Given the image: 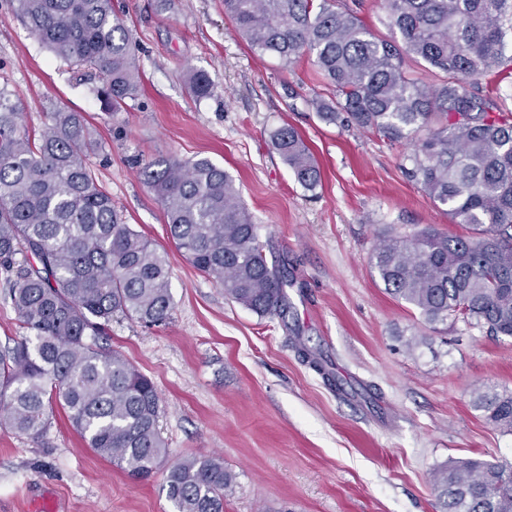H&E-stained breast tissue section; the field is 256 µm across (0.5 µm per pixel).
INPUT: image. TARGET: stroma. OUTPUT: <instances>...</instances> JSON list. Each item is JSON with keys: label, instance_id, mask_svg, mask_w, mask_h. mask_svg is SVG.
Listing matches in <instances>:
<instances>
[{"label": "stroma", "instance_id": "stroma-1", "mask_svg": "<svg viewBox=\"0 0 512 512\" xmlns=\"http://www.w3.org/2000/svg\"><path fill=\"white\" fill-rule=\"evenodd\" d=\"M137 46L142 90L109 111L102 77L53 56L0 0V86L40 130L50 104L83 113L103 141L89 162L126 223L169 254L173 309L160 325L113 321L108 345L154 383L168 462L217 453L237 475L224 512H439L430 473L456 458L512 463V432L474 407L512 391V338L449 319L428 323L392 297L372 266L381 236L425 228L465 235L405 170L403 150L319 121L329 89L309 56L293 71L251 51L223 0H112ZM207 73L210 96L184 75ZM295 127L322 172L305 189L272 148ZM206 157L235 179L269 255L296 284L286 318L225 300L170 242L139 169ZM342 380L330 388L294 335ZM175 512L163 473L134 481L98 456L66 414L30 438L0 428V512ZM188 91L194 98H204L212 94L214 85L210 77L201 71L190 70L185 75Z\"/></svg>", "mask_w": 512, "mask_h": 512}]
</instances>
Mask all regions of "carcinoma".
<instances>
[{
  "instance_id": "carcinoma-1",
  "label": "carcinoma",
  "mask_w": 512,
  "mask_h": 512,
  "mask_svg": "<svg viewBox=\"0 0 512 512\" xmlns=\"http://www.w3.org/2000/svg\"><path fill=\"white\" fill-rule=\"evenodd\" d=\"M27 29L57 58L102 75L106 106L122 110L141 91L136 49L112 0H11ZM397 37L374 36L337 0H224V15L253 50L288 69L308 54L329 87L309 105L323 122L372 130L409 145L407 173L447 207L467 237L424 229L387 234L372 264L385 289L430 323L450 316L489 336L512 337V108L492 77L512 68V0H382ZM427 64L435 86L414 66ZM194 98L212 94L201 71L185 75ZM0 88V271L26 336L0 351V427L37 438L60 407L89 447L132 479L167 455L153 382L97 345L112 319L165 321L173 308L165 251L125 223L88 157L102 150L85 116L46 113L34 136ZM271 145L313 191L319 165L288 125ZM166 217L169 237L224 297L263 316H286V265L266 244L234 178L208 158L157 159L140 169ZM302 361L341 390L307 346ZM475 406L512 432V392ZM176 512H224L236 474L217 454L168 467ZM431 483L442 512H512V465L455 459Z\"/></svg>"
}]
</instances>
